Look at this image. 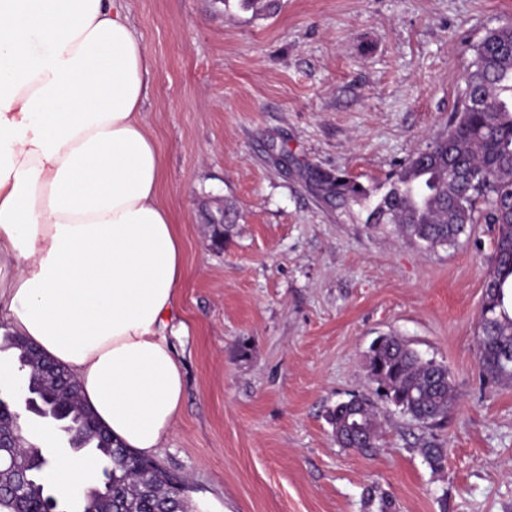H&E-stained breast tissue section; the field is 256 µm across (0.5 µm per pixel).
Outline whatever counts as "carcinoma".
<instances>
[{
	"mask_svg": "<svg viewBox=\"0 0 512 512\" xmlns=\"http://www.w3.org/2000/svg\"><path fill=\"white\" fill-rule=\"evenodd\" d=\"M512 42V21L489 30L475 45L467 68L460 105L445 134L409 156L392 176L389 190L371 210L368 221L394 224L422 249L455 244L472 224H489L495 232L487 265L485 297L476 324L480 377L490 383L512 382V54L498 47ZM300 176L326 203L348 209L369 196L368 190L343 175L305 168ZM16 351V370L40 382L35 365L19 346L23 339L6 337ZM367 375L387 402L414 421L434 426L448 418L456 395L448 366L424 358L397 336L376 339L366 355ZM63 422L75 447L90 448L109 461L112 493L99 483L87 484L69 499L74 512H192L177 492L181 480L155 461L114 440L99 445L94 427L100 425L80 394L59 395L49 405ZM20 416L14 399L0 396V430L6 432ZM378 413L365 397L336 403L328 413L336 442L345 448L376 447ZM19 466L45 472L53 457L36 443L15 450ZM420 454L437 468L444 449L433 441ZM12 482L0 478V512H17L18 501L8 491ZM29 512H49L48 493H26Z\"/></svg>",
	"mask_w": 512,
	"mask_h": 512,
	"instance_id": "obj_1",
	"label": "carcinoma"
}]
</instances>
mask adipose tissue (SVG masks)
<instances>
[{
	"label": "adipose tissue",
	"instance_id": "ef3b65f1",
	"mask_svg": "<svg viewBox=\"0 0 512 512\" xmlns=\"http://www.w3.org/2000/svg\"><path fill=\"white\" fill-rule=\"evenodd\" d=\"M120 0H0V319L77 378L126 447L179 418L166 330L185 278Z\"/></svg>",
	"mask_w": 512,
	"mask_h": 512
}]
</instances>
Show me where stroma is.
I'll list each match as a JSON object with an SVG mask.
<instances>
[{
	"instance_id": "35a3bbf8",
	"label": "stroma",
	"mask_w": 512,
	"mask_h": 512,
	"mask_svg": "<svg viewBox=\"0 0 512 512\" xmlns=\"http://www.w3.org/2000/svg\"><path fill=\"white\" fill-rule=\"evenodd\" d=\"M154 62L142 104L186 277L167 340L185 400L155 461L195 512H512V382L481 383L474 325L494 233L422 250L366 218L448 127L473 47L512 0H122ZM365 186L347 210L298 174ZM227 205L223 250L205 212ZM395 335L444 362L457 402L425 427L379 406L340 447L337 402L372 395L366 354ZM444 448L430 468L423 441Z\"/></svg>"
}]
</instances>
